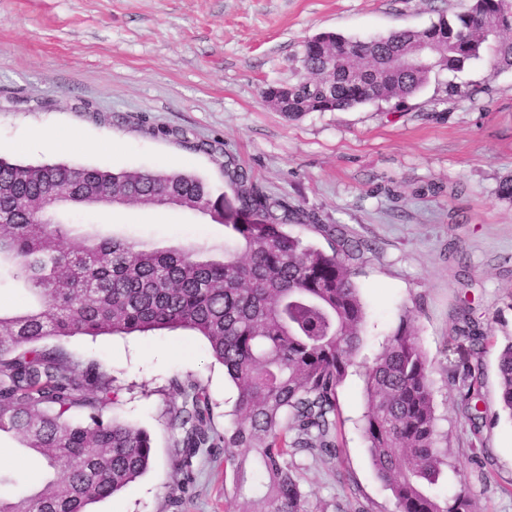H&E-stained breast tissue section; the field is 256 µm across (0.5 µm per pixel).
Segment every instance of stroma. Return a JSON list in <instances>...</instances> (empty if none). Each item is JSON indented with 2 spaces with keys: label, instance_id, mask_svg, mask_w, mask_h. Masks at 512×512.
I'll list each match as a JSON object with an SVG mask.
<instances>
[{
  "label": "stroma",
  "instance_id": "1",
  "mask_svg": "<svg viewBox=\"0 0 512 512\" xmlns=\"http://www.w3.org/2000/svg\"><path fill=\"white\" fill-rule=\"evenodd\" d=\"M472 0H0V158L67 162L110 171H180L216 187L226 182L204 153L147 134L178 131L218 141L267 194L316 212L321 227L292 234L329 248L328 228L368 241L353 267L366 306L363 347L338 391L342 454L327 464L290 458L309 512L349 503L396 512L362 432L361 363L410 316L428 357L438 429L452 464L432 486L448 498L466 492L475 512H512V418L498 400L497 357L512 340V203L498 184L512 174V69L491 73L487 59L441 74L415 94L346 111L288 120L261 96L292 82L304 45L316 34L383 36L421 29ZM107 115L97 123L84 107ZM46 130L65 150L32 141ZM69 226L149 244L222 248V225L174 208L135 204L111 212L72 211ZM471 300L487 334L480 356L485 422L472 423L451 380L471 355L457 337L456 308ZM64 348L97 362L118 392L106 417L145 429L153 460L122 493L91 512H226L233 475L223 449L194 462L195 483L179 494L171 480L181 400L173 381L205 386L217 426H231L236 389L207 340L190 330L130 336H75ZM45 468L16 438L0 437V473L31 485ZM179 505H172V498Z\"/></svg>",
  "mask_w": 512,
  "mask_h": 512
}]
</instances>
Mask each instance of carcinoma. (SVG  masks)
<instances>
[{
	"mask_svg": "<svg viewBox=\"0 0 512 512\" xmlns=\"http://www.w3.org/2000/svg\"><path fill=\"white\" fill-rule=\"evenodd\" d=\"M503 0H473L452 19L431 23L448 31L433 46L431 67L397 68L417 33L402 29L366 42L322 33L304 47L288 100L273 88L266 101L288 118L345 111L365 102L403 99L431 75L457 73L486 58L490 74L512 68V25L501 22ZM180 144L224 155L221 144ZM231 193L179 171L113 172L68 163L0 160V279L22 285L27 302L0 309V434L61 477L0 497V512H88L135 482L153 458L150 434L103 418L115 390L98 363L82 366L48 338L129 335L188 329L204 336L210 355L237 388L233 426L221 431L205 387L176 384L174 415L182 430L172 477L186 493L193 460L224 449L233 471L239 512H307L288 456L308 452L326 463L340 454L338 389L363 342L366 310L350 261L365 243L339 233L329 250L288 233L319 225L314 213L264 193L232 159L222 163ZM129 204L173 207L224 225L234 246L219 252L193 245H148L65 229L63 215L82 207ZM457 336L477 350L483 327L460 308ZM499 404L512 418V340L499 352ZM431 364L408 318L388 336L364 375L363 432L375 471L397 512H473L462 492L441 499L426 491L450 467L439 446ZM481 373L464 361L454 369L466 411L483 418ZM81 409L84 420L71 412Z\"/></svg>",
	"mask_w": 512,
	"mask_h": 512,
	"instance_id": "1",
	"label": "carcinoma"
}]
</instances>
